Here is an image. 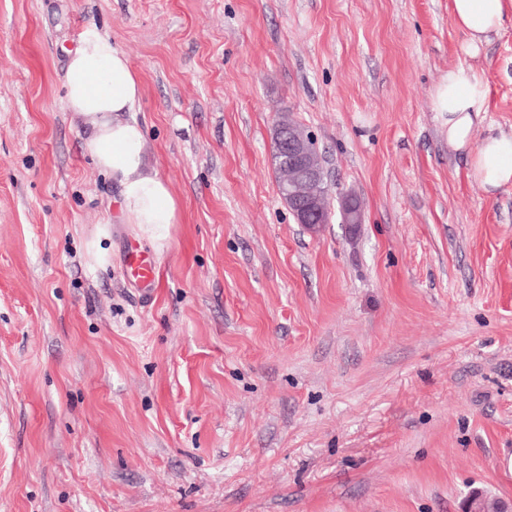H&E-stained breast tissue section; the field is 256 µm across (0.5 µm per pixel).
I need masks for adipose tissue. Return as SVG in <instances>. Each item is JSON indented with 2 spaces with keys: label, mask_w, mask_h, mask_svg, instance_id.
<instances>
[{
  "label": "adipose tissue",
  "mask_w": 512,
  "mask_h": 512,
  "mask_svg": "<svg viewBox=\"0 0 512 512\" xmlns=\"http://www.w3.org/2000/svg\"><path fill=\"white\" fill-rule=\"evenodd\" d=\"M450 9L466 35L463 51L473 61L512 12V0H451ZM64 86L67 109L87 124L85 153L118 185L121 218L163 250L181 206L147 160L144 128L129 116L142 84L128 56L111 36L86 27L68 52ZM433 104L449 146L468 157L469 177L489 191L512 186V132L474 137L490 105L482 70L472 63L449 68L433 91Z\"/></svg>",
  "instance_id": "adipose-tissue-1"
}]
</instances>
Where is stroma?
<instances>
[{
	"instance_id": "stroma-1",
	"label": "stroma",
	"mask_w": 512,
	"mask_h": 512,
	"mask_svg": "<svg viewBox=\"0 0 512 512\" xmlns=\"http://www.w3.org/2000/svg\"><path fill=\"white\" fill-rule=\"evenodd\" d=\"M449 2L0 0V512L512 502V188L472 181L433 110L467 61ZM89 25L181 204L148 292L64 107ZM477 65L476 138L511 132L512 14ZM283 115L324 159L313 232L278 193Z\"/></svg>"
}]
</instances>
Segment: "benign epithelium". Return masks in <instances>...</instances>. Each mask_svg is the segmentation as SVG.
Here are the masks:
<instances>
[{
	"label": "benign epithelium",
	"instance_id": "1",
	"mask_svg": "<svg viewBox=\"0 0 512 512\" xmlns=\"http://www.w3.org/2000/svg\"><path fill=\"white\" fill-rule=\"evenodd\" d=\"M273 140L278 165L291 171V178L280 186L279 192L297 223L309 229L329 223L320 196L323 171L317 164L312 138L294 122L281 121L274 127ZM340 214L344 224L361 223L359 209L348 196L341 200Z\"/></svg>",
	"mask_w": 512,
	"mask_h": 512
}]
</instances>
